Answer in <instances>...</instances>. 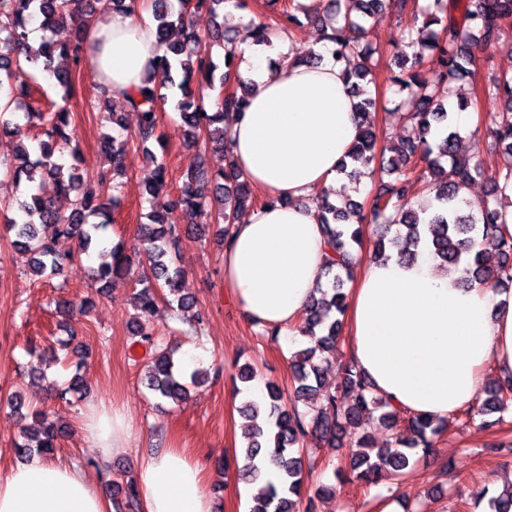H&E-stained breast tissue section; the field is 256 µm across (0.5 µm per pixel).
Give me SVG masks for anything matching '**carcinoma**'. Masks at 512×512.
Wrapping results in <instances>:
<instances>
[{
    "label": "carcinoma",
    "instance_id": "1",
    "mask_svg": "<svg viewBox=\"0 0 512 512\" xmlns=\"http://www.w3.org/2000/svg\"><path fill=\"white\" fill-rule=\"evenodd\" d=\"M102 0H0V100L4 108L22 112V121L3 120L0 129L18 138L12 157L0 160V167L16 184L26 189L16 201V214L3 230L11 235L15 250L28 256V273L34 277L55 274L64 265L89 252H97L101 262L92 270L99 283L98 292L119 280L134 279L140 289L133 294L136 309V335L152 345L150 317L158 298L174 297L177 309L188 312L193 306L180 295L185 272L174 265L172 249L180 233H194L197 219H214L223 225V238H228L235 220L245 210L255 207L250 184L241 179L230 157V133L224 120L234 112L245 110L250 86L240 71L241 58L237 46L243 43L273 47L271 36L278 29L288 33L301 27L291 7H284L279 18L269 22L239 18L234 32L229 33L216 22L206 34L195 28V19L205 12L212 18L230 4L237 10L246 8L245 0H153L158 22L159 42L166 46L165 55L145 74L141 85L124 95L123 106L139 115L133 133L108 136L104 148L108 167L99 174L100 185L112 193L96 196L82 190L77 172L78 147L73 145L67 127L69 113L60 109L46 117L24 98L29 87L20 77L25 69L53 70L56 82L70 88L72 68L83 62L82 27L99 11ZM399 17H408L409 46L412 54L394 61L397 72L391 82L404 95L396 109L407 126V134L384 148L372 123L371 109L376 99L366 95L372 82L373 49L367 37L385 0H319L314 6L301 5L305 17L316 21L322 39L333 45L335 61L343 66L360 112L361 126L349 157L365 168L385 152L394 153L389 161L394 177L371 192L365 202L346 201L342 205L325 203L321 211L330 246L326 275L332 277L331 291H320L305 310L299 332L308 344L292 353L293 392L285 397L275 382L265 384L264 401L247 398L241 414L249 419L240 451L244 465L238 467L243 481H256L265 471L274 469L276 479L267 481L254 496L250 512H315V498L335 495L334 487L321 485L315 495L303 497V470L306 464L304 443L316 440L335 445L337 435L347 438L345 465L357 472L368 486L379 482L382 473H399L410 464L416 449H432L433 439L444 427L440 420L411 415L406 417L391 404L375 395L366 377L349 361L342 366L341 387L322 390V373L326 354L335 350L341 332L336 315L344 312L346 295L342 274L352 272V250L362 244L364 223L381 224L385 232L376 240L373 258H386L394 251L403 260L416 257V248L427 243L432 253L448 268H462L461 283L500 287L512 283V230L502 219L505 203L512 202L506 189L512 186V75L491 74L479 86L480 96L499 104L488 126L489 150L503 156L506 164L488 174L482 165L457 150V131L453 129L454 110L465 111L475 105L470 97H454L452 83L476 75L474 50L487 51L507 32L512 19V0H427L422 7L416 0H393ZM38 19L47 27L70 20L75 23V37L70 42L44 41L34 49L27 43L26 25ZM179 31L181 40L171 38ZM223 41L224 56L230 62L218 64L209 48L208 39ZM430 64L438 73V84L430 86L421 77L420 67ZM212 88L230 85L219 93L209 106L199 91L192 87ZM180 92L177 108L183 120V136L196 143L204 140L213 150L224 155L225 165L214 169L204 164L188 170L181 183L172 186L168 164L148 148L160 140V104L164 91ZM43 124V138L26 143L25 128ZM137 147L155 163L153 182L148 194L166 190L170 200L163 213L145 215L140 246L148 269L138 275L131 273L125 244L108 241L105 230L112 223V212L121 205L116 178L125 172L128 149ZM488 175L490 190L478 203L482 221L472 214H463L458 206L460 191L475 177ZM50 180L59 193H75L73 210L62 216L52 200L43 194V184ZM213 186V201L207 202L201 186ZM434 193L440 207L425 220L413 208L417 187ZM58 238L77 240V251L61 253L55 248ZM496 251L500 262L489 269L482 262L486 249ZM177 350L167 347L154 352L147 372V386L158 397L175 405L183 404L189 386L203 380V371L194 369L184 374L175 360ZM9 406L27 410L37 423L34 431L23 430L22 441L14 443L23 460L34 455L50 456L67 431L60 417L26 402L14 393ZM512 409V379L498 380L488 391L482 407L468 411L470 418L481 417L479 427L490 431L504 421V413ZM369 420L397 431L395 448L373 449V440L365 431ZM126 507L135 512L140 499L135 480L118 487ZM487 502V512H512V485L499 495H488L482 489L471 500L476 509Z\"/></svg>",
    "mask_w": 512,
    "mask_h": 512
}]
</instances>
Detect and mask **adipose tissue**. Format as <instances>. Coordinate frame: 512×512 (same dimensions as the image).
Masks as SVG:
<instances>
[{
    "mask_svg": "<svg viewBox=\"0 0 512 512\" xmlns=\"http://www.w3.org/2000/svg\"><path fill=\"white\" fill-rule=\"evenodd\" d=\"M85 65L99 85L133 92L164 52L151 0L127 11L105 8L87 24ZM315 66L269 70L267 54L246 53L255 85L246 112L234 118L236 167L265 198L234 224L224 245V286L245 320L295 328L324 278L327 238L314 194L335 185L356 138V99L331 54ZM342 326L349 357L376 395L406 414L445 419L474 402L487 366L512 375V303L491 287H463L430 248L411 263L355 260ZM84 439L103 460L121 448L129 425L105 408L83 420ZM142 512H212L197 463L176 449L135 459ZM0 512H111L103 487L75 466L39 456L0 477Z\"/></svg>",
    "mask_w": 512,
    "mask_h": 512,
    "instance_id": "obj_1",
    "label": "adipose tissue"
}]
</instances>
